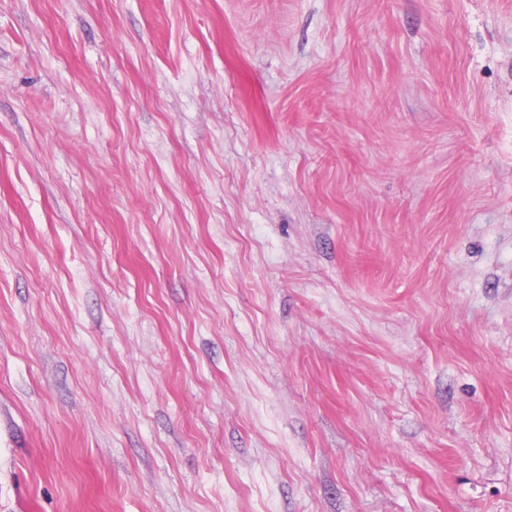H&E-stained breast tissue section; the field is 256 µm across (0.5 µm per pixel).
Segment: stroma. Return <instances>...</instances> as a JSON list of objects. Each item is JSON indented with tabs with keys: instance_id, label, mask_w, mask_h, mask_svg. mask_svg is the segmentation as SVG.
<instances>
[{
	"instance_id": "stroma-1",
	"label": "stroma",
	"mask_w": 512,
	"mask_h": 512,
	"mask_svg": "<svg viewBox=\"0 0 512 512\" xmlns=\"http://www.w3.org/2000/svg\"><path fill=\"white\" fill-rule=\"evenodd\" d=\"M0 512H512V0H0Z\"/></svg>"
}]
</instances>
